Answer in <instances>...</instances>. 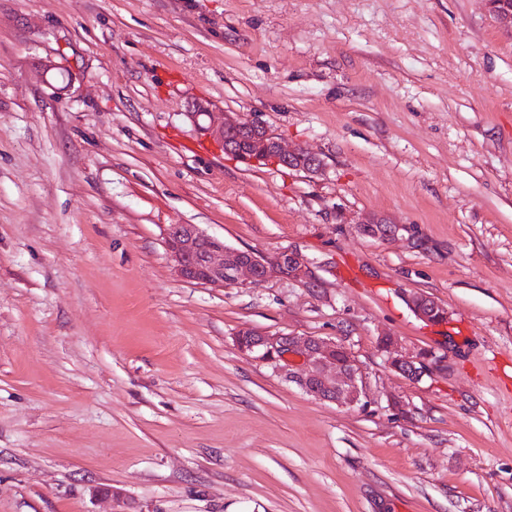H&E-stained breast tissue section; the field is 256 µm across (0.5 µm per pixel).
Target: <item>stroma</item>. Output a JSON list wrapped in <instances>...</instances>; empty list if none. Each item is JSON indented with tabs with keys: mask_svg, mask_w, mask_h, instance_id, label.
<instances>
[{
	"mask_svg": "<svg viewBox=\"0 0 512 512\" xmlns=\"http://www.w3.org/2000/svg\"><path fill=\"white\" fill-rule=\"evenodd\" d=\"M196 101L321 170L190 150ZM168 224L298 249L316 285L184 282ZM248 327L344 343L369 405L241 353ZM0 512H512V32L485 0H0ZM358 224H364L362 228V232L371 237H376V229H379L381 224V235L383 238L392 239L397 238L399 236H403L402 232H407L406 228L400 224H393L388 219L382 216H367L362 218V220ZM375 227H374V226ZM404 298L412 312L423 321L441 323L448 317L445 306L430 296L421 293H408ZM379 345L388 354L390 366L401 375L417 379L426 373V354L420 353L416 356L402 354L398 340L390 335L381 336Z\"/></svg>",
	"mask_w": 512,
	"mask_h": 512,
	"instance_id": "1",
	"label": "stroma"
}]
</instances>
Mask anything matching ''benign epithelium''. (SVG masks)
Masks as SVG:
<instances>
[{
	"label": "benign epithelium",
	"instance_id": "benign-epithelium-1",
	"mask_svg": "<svg viewBox=\"0 0 512 512\" xmlns=\"http://www.w3.org/2000/svg\"><path fill=\"white\" fill-rule=\"evenodd\" d=\"M500 28L512 31V3L509 0H486ZM195 112L207 118L201 130L224 145L226 153L245 161L271 159L276 163L306 173L322 168L320 157L271 133L255 119L214 112L198 102ZM363 224L381 225V235L392 239L406 228L382 216H367ZM166 251L174 262L176 275L190 283L224 287H251L259 284L256 270L274 263L272 277L287 278L305 287L314 284V274L301 252L290 248L275 259L251 250H240L207 234L195 224H169L163 229ZM405 301L421 320L436 323L448 317L443 304L421 293H408ZM237 348L259 361L276 365L288 381L313 398L342 407L366 405L367 393L362 367L341 343L318 336H284L253 329L239 331L234 339ZM388 354L390 366L411 379L426 373L427 355H406L398 340L390 335L379 338Z\"/></svg>",
	"mask_w": 512,
	"mask_h": 512
}]
</instances>
